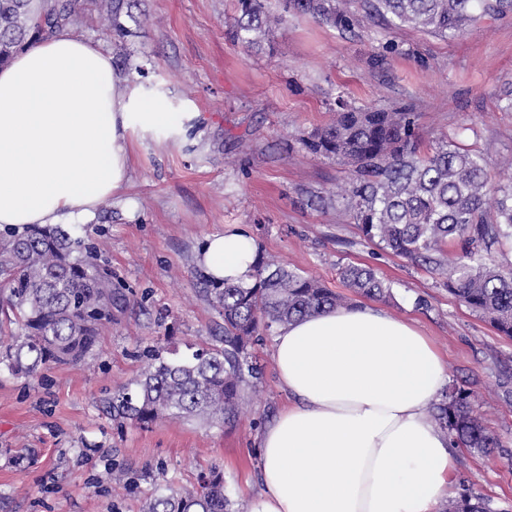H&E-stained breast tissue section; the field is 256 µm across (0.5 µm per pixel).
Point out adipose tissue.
Here are the masks:
<instances>
[{
	"instance_id": "1",
	"label": "adipose tissue",
	"mask_w": 512,
	"mask_h": 512,
	"mask_svg": "<svg viewBox=\"0 0 512 512\" xmlns=\"http://www.w3.org/2000/svg\"><path fill=\"white\" fill-rule=\"evenodd\" d=\"M193 117L145 101L101 44L64 28L0 67V229L88 224L124 201L135 141ZM256 244L207 235L205 274L236 282ZM273 364L291 402L260 435L250 512H437L456 491L448 438L429 415L444 361L383 309H328L280 326Z\"/></svg>"
}]
</instances>
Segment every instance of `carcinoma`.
Returning a JSON list of instances; mask_svg holds the SVG:
<instances>
[{
  "label": "carcinoma",
  "instance_id": "obj_1",
  "mask_svg": "<svg viewBox=\"0 0 512 512\" xmlns=\"http://www.w3.org/2000/svg\"><path fill=\"white\" fill-rule=\"evenodd\" d=\"M108 25L101 34L124 44L140 27V0H104ZM97 0H0V64L63 28H74ZM371 17L452 40L482 17L512 12V0H362ZM307 15L350 31L348 0H236L228 38L252 49L283 14ZM304 151L352 167L336 204L350 214L365 239L447 278L448 291L512 338V268L494 254L512 244V185L491 183L487 160L446 133L422 146L418 114L406 107L360 109L336 99L334 120L301 139ZM461 255L448 260V245ZM357 295L386 299V284L370 267L340 271ZM205 296L223 320L219 344L189 358L148 351L134 386L106 400L116 420L148 427L159 420L234 424L243 390L259 368L251 349L283 324L325 309L342 298L319 280L287 267L263 250L241 283L205 282ZM129 304L100 261V249L59 225L0 231V366L37 378L48 369L83 362L96 347L112 311ZM471 393L451 386L431 416L454 448L487 453L496 441L473 414ZM143 512H235L225 494L224 472L203 473L198 488L158 492ZM446 512H492L465 488Z\"/></svg>",
  "mask_w": 512,
  "mask_h": 512
}]
</instances>
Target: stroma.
<instances>
[{
    "label": "stroma",
    "instance_id": "obj_1",
    "mask_svg": "<svg viewBox=\"0 0 512 512\" xmlns=\"http://www.w3.org/2000/svg\"><path fill=\"white\" fill-rule=\"evenodd\" d=\"M133 63L162 85L171 111L193 112L181 136H146L134 149L129 204L109 201L73 235L102 244L113 280L130 298L81 364L33 380L0 371V512H141L171 486L193 489L202 472H224L235 507L263 488L257 434L288 404L272 362L273 337L257 353L261 378L245 412L226 426L113 421L103 401L143 371L145 353L185 354L214 342L219 322L199 292L205 235L246 231L265 253L338 294L342 267L368 266L390 282L382 308L413 321L443 357L451 384L469 390L474 413L499 446L458 451V478L512 512V338L460 303L442 277L368 244L353 220L314 206L349 181V167L302 150L299 139L328 123L337 96L356 105H412L424 140L456 134L487 157L494 182H512V13L480 20L448 41L401 26L382 29L351 9L347 33L308 16H286L261 46L232 44L233 0H145ZM397 45V52L385 49ZM353 304L361 297L351 296ZM124 484L97 483L108 468Z\"/></svg>",
    "mask_w": 512,
    "mask_h": 512
}]
</instances>
